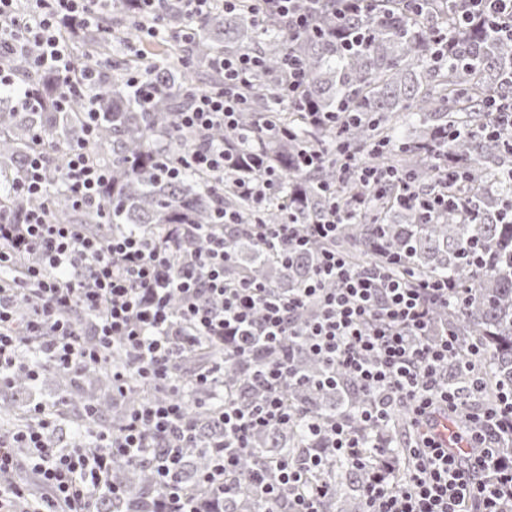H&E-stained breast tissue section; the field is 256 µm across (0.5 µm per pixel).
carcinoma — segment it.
Returning <instances> with one entry per match:
<instances>
[{"instance_id": "cac0c4a2", "label": "carcinoma", "mask_w": 512, "mask_h": 512, "mask_svg": "<svg viewBox=\"0 0 512 512\" xmlns=\"http://www.w3.org/2000/svg\"><path fill=\"white\" fill-rule=\"evenodd\" d=\"M415 4L416 0H370L366 9L343 16L336 0H323L309 28L302 31L288 28V22L279 18L261 24L246 6L230 14L215 10L195 20L188 42L163 46L164 64H154V56L146 52L139 54L143 64L154 67L158 87L155 98L144 106L129 86L128 63L112 58V50L131 33L150 26V18L135 19L127 0H112L98 27L81 31L72 42L79 68L97 67L90 95L101 119L88 150L111 170V183L88 208L74 207L68 195L55 191L63 178V144L83 136V102L71 101L64 114L55 111L52 101L63 94L65 84L52 74L31 72L26 57L13 55L0 61L21 77L15 88L0 91V213L14 218L46 202L55 219L65 224L97 225L103 233L136 229L156 234L168 224H212L216 208L222 206L237 212L241 220L224 230V247L234 257L224 276L231 281L247 277L278 289L300 287L325 249L344 252L355 266L399 254L401 263L394 272L400 275L447 277L476 292L471 303H450L437 316L448 318V327L461 335L488 345L487 395L495 396L512 387V222L503 220L512 206V129L504 126L491 132V115L483 101H512V82L506 80L512 74V41L491 36L478 23L455 27L463 0L423 15L416 13ZM439 49L448 54L445 64L434 62ZM242 50L261 57L263 66L241 91L245 104L238 129L216 127L209 138L237 142L248 136V151L282 175L280 194L260 213L262 221L277 224L287 216L305 226L319 223L327 209L325 185L336 182L349 152L407 174L428 192L437 186L431 147L442 132L456 130L461 135L448 141V165L458 169L459 178L458 185L448 188V209L429 219L424 211L401 204L398 188L390 186L373 196L368 216L339 227L333 239L314 241L308 251L285 264L263 253L249 228L254 205L233 189L231 181L221 184L194 173L170 179L159 169L162 157L173 162L196 140L194 133L175 124L176 114L189 106L195 93L190 70L209 68L216 54ZM289 56L301 60L307 80L297 91L300 105L286 108L277 103L276 78ZM27 91L38 95L41 104L22 107ZM341 110L356 116L339 133L333 126H314L307 119L309 112ZM326 142L328 161L320 172L292 171L293 157L301 149ZM382 143L387 144L382 154L369 153ZM34 148L47 159V185L54 189L45 201L13 190ZM275 357L263 351L224 365L221 385L237 403L254 404L262 394L254 366ZM204 362L205 355L189 350L179 367L191 373ZM294 364L311 381L322 374L321 365L302 351L295 352ZM61 377L73 388L86 377L92 379L91 391H72L69 401L93 406L110 426L146 397L138 385L123 396H112V376L103 368L88 371L84 378L66 373ZM362 400L363 394L347 379L336 393L309 384L288 391L291 408L317 416ZM189 405L196 431L193 447L185 449L181 476L192 486L219 445L223 428L212 407L199 406L194 396ZM303 448L302 433L293 425L260 433L252 440L251 452L242 456L238 473L246 475L269 459ZM113 478L128 485L132 496L121 503L101 502L103 512H140L152 501L149 465L121 464ZM363 481L362 473L342 468L332 504L360 512L358 487ZM261 508L243 481L238 497L224 505V512Z\"/></svg>"}]
</instances>
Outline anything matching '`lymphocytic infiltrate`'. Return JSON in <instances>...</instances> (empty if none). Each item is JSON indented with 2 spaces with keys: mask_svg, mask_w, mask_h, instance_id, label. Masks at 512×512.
Listing matches in <instances>:
<instances>
[{
  "mask_svg": "<svg viewBox=\"0 0 512 512\" xmlns=\"http://www.w3.org/2000/svg\"><path fill=\"white\" fill-rule=\"evenodd\" d=\"M38 8L19 15L17 0H0V54L36 46L29 66L67 82L83 100L82 140L65 145L61 188L74 206H92L110 181L109 170L88 153L100 119L88 87L94 68L76 70L69 35L94 25L109 0H36ZM488 20L499 36L512 38V0H469L460 22ZM224 85L195 93L177 118L179 128L196 134L193 145L167 172L187 169L231 179L239 193L263 208L277 193L282 176L273 170L242 175V145L212 141L214 127L237 129L244 100L240 93L261 65L251 52L220 55L211 61ZM342 179L367 190L394 183L402 203L434 214L447 208L448 195H424L405 174L384 170L349 156ZM327 220L300 229L283 222L254 221L258 246L281 261L307 249L311 239L335 236L348 219L327 187ZM235 212L216 215L217 232L204 236L192 266H185L171 241L138 232L97 235L83 224H62L48 208L30 210L17 222L0 220V271L16 257L28 266L9 287H0V390L16 377L37 382L46 368L75 376L97 366L112 373V391L124 394L131 382L167 389L168 398L144 399L131 406L111 429H91L85 439L61 448L52 437L61 417L43 404L29 406L21 425L0 435V512H100L101 499L129 496L111 479L113 465L143 462L155 454L154 512H212L211 498H234L241 455L253 436L295 421L314 437L313 448L299 457L271 460L267 469L248 474L255 496L274 512H325L334 487L309 483L312 472L336 461L365 472L360 487L362 512H512V457L499 445L512 439V389L496 401L473 407L484 389L485 344L462 343L447 327L435 326V306L467 304L472 291L445 279H402L383 263L352 266L336 250L318 258L312 277L281 293L247 278H224L229 256L222 227L238 223ZM181 306L172 309V296ZM316 307L314 318L299 315ZM222 346L212 368L185 377L173 366L178 352L200 342ZM300 345L325 367L319 388L333 389L345 376L364 391L355 410L331 417H299L289 412L287 390L302 384L293 365ZM278 349L276 360L260 365L264 395L252 406L224 400L218 416L224 446L211 456L195 488L179 477L181 451L190 447L194 426L184 397L208 391L226 363L255 349ZM121 350L122 363L112 361ZM405 409L417 435L415 446L385 447L378 430L396 409ZM455 422L439 439V420Z\"/></svg>",
  "mask_w": 512,
  "mask_h": 512,
  "instance_id": "obj_1",
  "label": "lymphocytic infiltrate"
}]
</instances>
